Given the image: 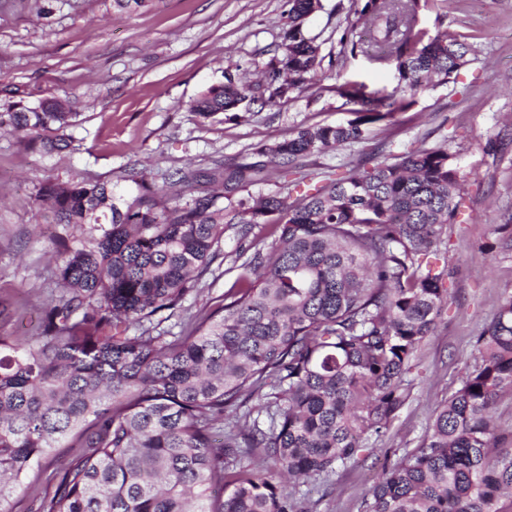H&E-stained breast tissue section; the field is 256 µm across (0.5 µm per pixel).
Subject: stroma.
Masks as SVG:
<instances>
[{"instance_id":"35a3bbf8","label":"stroma","mask_w":512,"mask_h":512,"mask_svg":"<svg viewBox=\"0 0 512 512\" xmlns=\"http://www.w3.org/2000/svg\"><path fill=\"white\" fill-rule=\"evenodd\" d=\"M365 0H322L304 31L321 45L322 71L372 88L398 85L394 66L368 56L330 59ZM286 0H150L136 13L117 14L112 0H0V104L19 97L62 100L79 115L69 128L78 151L47 155L21 137L0 132V302L11 311L0 335L34 332V310L57 295L50 245L60 233L50 214L37 213L33 196L48 178L110 181L143 172L155 188L170 174L213 162L242 161L252 149L291 136L303 126L341 123L352 105L312 88L288 101L254 106L238 121H204L190 110L227 66L260 78L284 35ZM418 26L464 35L475 59L457 83L413 93V105L391 121L367 128L364 142L305 158L313 180L343 174L362 152L391 158L447 145L461 170L464 204L444 229L448 299L433 336L420 346L410 375V397L381 436L365 443L357 462L342 466L330 485L299 487L312 512H360L375 475L421 446L436 407L460 387L477 360V336L512 295V250L500 224L512 218V0H422ZM238 239L226 232L212 272L188 295L163 328L178 335L187 317L214 310L239 274ZM70 449L45 456L0 512H27L30 500L51 490L50 478Z\"/></svg>"}]
</instances>
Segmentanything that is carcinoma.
<instances>
[{
    "mask_svg": "<svg viewBox=\"0 0 512 512\" xmlns=\"http://www.w3.org/2000/svg\"><path fill=\"white\" fill-rule=\"evenodd\" d=\"M280 54L262 79L227 70L190 110L240 120L255 105L317 85L321 44L302 30L322 0H287ZM419 0H366L347 22L339 57L368 53L359 28L395 63L401 90L342 79L327 90L357 106L336 125L306 126L262 144L255 160L215 163L170 178L160 195L143 178L46 179L35 202L63 232L53 239L59 296L27 339L0 335V500L31 464L71 439L53 494L29 512H306L295 493L327 480L380 435L404 406L421 343L447 302L444 226L462 206L460 172L442 147L417 149L329 176L314 192L301 160L364 140L367 126L412 106L407 92L457 81L470 64L466 37L417 28ZM55 98L0 106V130L45 154L72 148L77 121ZM274 182L268 192L252 188ZM269 224L271 246L244 258L224 303L159 331L166 311L211 272L224 233L246 238ZM478 363L435 413L423 444L385 467L362 512H498L512 495V448L498 447L491 410L512 391V296L476 341ZM213 443L217 422L251 416ZM259 449L266 468L230 467Z\"/></svg>",
    "mask_w": 512,
    "mask_h": 512,
    "instance_id": "obj_1",
    "label": "carcinoma"
}]
</instances>
